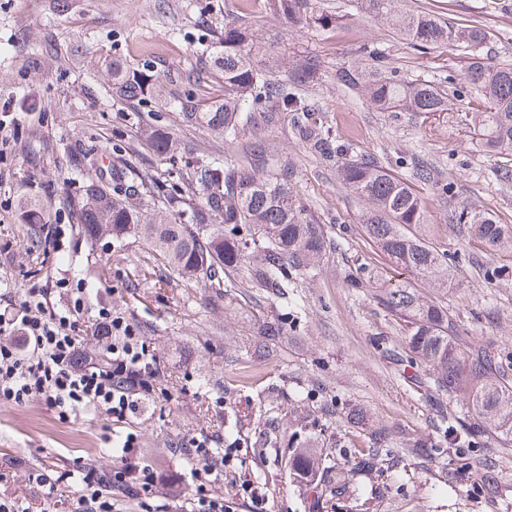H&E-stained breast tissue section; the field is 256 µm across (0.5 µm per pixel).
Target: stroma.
Instances as JSON below:
<instances>
[{
	"label": "stroma",
	"mask_w": 512,
	"mask_h": 512,
	"mask_svg": "<svg viewBox=\"0 0 512 512\" xmlns=\"http://www.w3.org/2000/svg\"><path fill=\"white\" fill-rule=\"evenodd\" d=\"M456 25L478 24L489 33L497 59L512 60V6L503 0H416ZM263 0H0V309L25 300L33 287L49 289L54 308H65L70 288L86 284L90 308L106 306L141 337L157 369L152 400L122 423L85 412L59 420L44 400H0V495L26 497L30 512H51L34 481L37 474L67 473L90 464L110 472L119 454L114 440L135 433L158 475L187 491L193 478L181 452L192 437L218 435L228 466L217 485L229 512H512V437L483 438V452L497 477L495 490L455 477L464 458H431L392 449L396 461L383 474L357 472L336 505L316 510L313 496L285 463L278 418L313 436L317 446L345 440L366 447L367 434L350 429L349 408L371 424H386L414 437L439 433L443 414L463 415L465 400L435 402L419 367L390 360L385 350L401 344L404 326L380 304V289L412 284L447 306L463 340L494 342L512 349V251L487 255L473 238L449 227L454 211L491 213L512 224V179L499 176L504 155L481 151L454 112L419 121L373 111L334 78L336 65L353 57L360 42L387 47L394 66L413 78L452 76L462 84L466 59L456 47L420 52L364 14L341 28L294 30L264 17ZM263 16L260 35L274 51L312 52L325 73L311 93L336 121V134L355 155L373 154L396 174L401 158L420 157L445 176L451 191L440 198L415 182L434 236L448 253L453 286L438 292L386 259L363 236L360 206L290 129L270 139L300 172L297 194L324 221L329 245L315 274L300 277L295 309L283 310L264 292L256 297L265 314H287V333L272 359L244 361L248 325L224 308L206 304L204 289L183 286L135 288L137 275L152 274L142 243L118 247L111 238L90 244L79 238L61 199L78 192L82 178L70 170V155L90 152L103 168L117 157L173 183L186 161L204 152L223 157L224 140L183 125L174 108L148 105L149 126L162 125L179 142L173 157L149 151L128 109L112 97L106 61L134 65L153 55L178 68L219 50L225 16ZM119 144L123 152H103ZM45 207V225L30 231L22 213L30 200ZM363 281L350 287L348 275ZM266 436L264 454L253 443Z\"/></svg>",
	"instance_id": "1"
}]
</instances>
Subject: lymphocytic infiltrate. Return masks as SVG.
<instances>
[{
	"instance_id": "lymphocytic-infiltrate-1",
	"label": "lymphocytic infiltrate",
	"mask_w": 512,
	"mask_h": 512,
	"mask_svg": "<svg viewBox=\"0 0 512 512\" xmlns=\"http://www.w3.org/2000/svg\"><path fill=\"white\" fill-rule=\"evenodd\" d=\"M46 295V289H28L20 305L0 312V400L21 403L40 398L63 420L89 410L115 422L125 421L139 398L154 391L149 372L142 366L145 353L139 337L113 318L109 308L100 307L92 322L94 337L104 342L111 357L110 369H101L84 346L87 289H75L68 308L61 312L49 305ZM126 377L131 378L132 387L120 388L118 379ZM217 442L212 435L191 441L188 454L202 475L185 494L188 512H225L223 496L210 490L213 479L222 476L217 469ZM121 448L120 462L112 470L113 486L131 487L137 495L150 498L166 493V482L141 459L137 437L127 435ZM36 481L47 498L68 499L70 512H114L115 505L104 496L105 483L95 469L81 468L73 485L62 475L40 474Z\"/></svg>"
}]
</instances>
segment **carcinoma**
<instances>
[{"label":"carcinoma","mask_w":512,"mask_h":512,"mask_svg":"<svg viewBox=\"0 0 512 512\" xmlns=\"http://www.w3.org/2000/svg\"><path fill=\"white\" fill-rule=\"evenodd\" d=\"M356 11L421 50L458 44L469 55L465 93L480 110L457 113L476 146L489 152L512 150V63L495 62L484 53L488 36L477 25L456 27L436 11L401 7L402 0H352ZM267 13L291 28H326L345 23L352 12L330 13L322 0H266ZM112 97L132 112L154 102L176 108L181 122L224 137V158L198 155L187 162L184 181L202 191L196 200L183 189L160 185L149 174L127 167L98 168L85 176L82 190L66 196L77 234L86 241L110 236L118 243L142 241L160 275L185 290L201 286L209 301L237 300L240 271L252 287L283 305L288 289L317 269L327 252L320 217L294 191L299 171L293 160L274 148L269 133L290 123L309 153L335 169L336 180L361 204L365 236L394 264L435 288H449L448 254L434 238L425 207L411 187L415 178L435 186L448 198V183L424 169L402 178L373 155L343 159L346 146L336 135L334 118L308 95L324 72L316 55L273 54L258 35L257 21L224 19V51L201 59L189 69H173L158 57L129 66H109ZM223 79V94L210 97V78ZM336 82L366 98L377 112H404L429 117L452 110L440 80L408 79L390 65L389 53L377 42H364L357 57L336 69ZM187 84L181 94L176 87ZM146 145L158 156L173 155L179 144L163 129H153ZM459 233L476 237L490 254L512 248V225L500 224L487 212L462 209L454 216ZM386 311L405 326L406 361L428 371L435 396H458L471 409L469 420L441 430L432 440L410 437L386 425L369 427L368 449L359 452L354 469L373 470L385 462L386 448H408L415 456L470 448L487 434L512 436V351L463 345L448 308L408 286L377 295ZM246 353L265 359L284 335L282 318L256 321ZM288 462L308 477L314 501L326 502L345 485L338 457L347 445L334 441L338 453L320 457L308 450L302 432L288 437Z\"/></svg>","instance_id":"obj_1"}]
</instances>
